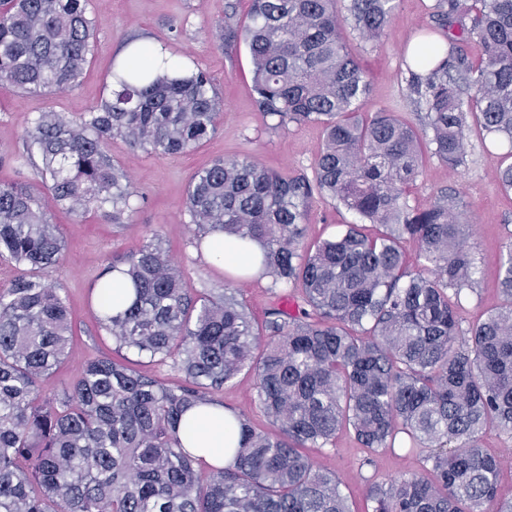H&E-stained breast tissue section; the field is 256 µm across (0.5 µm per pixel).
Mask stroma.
<instances>
[{
    "mask_svg": "<svg viewBox=\"0 0 512 512\" xmlns=\"http://www.w3.org/2000/svg\"><path fill=\"white\" fill-rule=\"evenodd\" d=\"M437 2L398 0L384 37L368 43L351 38L350 44L371 80L364 111L395 112L418 121L400 72L407 49L422 36L451 48L448 31L436 16ZM250 6L251 0H89V10L98 18L99 26L94 52L77 86L51 94L0 88V183L32 182L34 169L27 161L23 142L31 120L47 110L73 116L90 111L110 80L113 59L130 43L159 44L180 59L194 61L214 78L222 107L216 133L199 148L179 155L157 157L131 148L120 139L109 144L113 161L128 173L139 193L132 211L126 212L119 223L98 213L81 219L68 210H54L52 221L58 225L67 249L63 261L49 269L45 279L63 289L75 339L60 371L45 383L46 394L61 393L88 359L103 355L119 361L129 358V351L117 349L97 323L95 284L107 258L136 251L151 232L163 237L188 288L214 296L223 295L225 288H237L238 298L258 322L273 305L293 308L292 299L283 298L281 289L273 288L271 278L232 281L221 266L206 259L196 244L195 226L185 208L191 178L215 159L246 155L272 171L308 175L323 144L319 127L294 123L280 126L260 112L254 104L247 46L241 43L224 50L220 35L227 17L244 20ZM469 144L468 161L457 172H449L437 159H428L409 200L424 206L441 190L453 189L467 203L473 229L469 244L479 258L480 272L474 291L461 299L460 313L473 322L502 302L497 275L501 245L512 238V193H503L498 187L499 174L508 163L507 146L482 145L475 132ZM354 220L352 213L330 201L314 199L306 239L312 242L332 237L341 225ZM254 383V374L242 371L216 391L214 398L255 428L276 432V425L250 400ZM309 454L320 469L341 480L353 512H367V484L422 471L421 458L415 452H384L376 456L374 464H367L364 451L349 432L339 433L333 446L313 448Z\"/></svg>",
    "mask_w": 512,
    "mask_h": 512,
    "instance_id": "obj_1",
    "label": "stroma"
}]
</instances>
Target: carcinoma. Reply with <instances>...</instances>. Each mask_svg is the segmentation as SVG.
I'll return each instance as SVG.
<instances>
[{
  "instance_id": "1",
  "label": "carcinoma",
  "mask_w": 512,
  "mask_h": 512,
  "mask_svg": "<svg viewBox=\"0 0 512 512\" xmlns=\"http://www.w3.org/2000/svg\"><path fill=\"white\" fill-rule=\"evenodd\" d=\"M397 0H252L249 21L222 41L248 47L259 111L313 124L324 139L313 177L286 176L246 156L219 159L190 182L198 239L219 233L262 246L272 287L294 289L298 312L268 309L257 331L232 291L185 287L155 233L107 261L99 327L185 383L164 385L110 358L90 360L62 395L41 394L73 340L66 296L44 272L63 257L51 211H101L116 223L134 186L107 145L120 138L158 157L192 150L221 119L212 76L149 49L117 61L99 105L79 117L42 112L24 132L37 180L0 184V260L20 274L0 287V512H351L341 482L307 448L353 432L367 462L419 451L432 478L371 483V512H512L498 497L503 459L481 447L512 434V240L502 250V303L463 326L477 257L461 197L409 202L425 157L466 165L471 126L512 146V0H438L457 46L424 40L405 66L416 125L365 114L369 78L344 32L384 34ZM98 21L88 0H0V87L64 91L80 80ZM475 47L473 58L467 48ZM475 93L468 94L469 90ZM354 214L335 236L303 246L311 201ZM373 224V235L362 225ZM417 245L408 265L405 241ZM255 372L264 434L242 416L234 460L204 467L177 427L213 390Z\"/></svg>"
}]
</instances>
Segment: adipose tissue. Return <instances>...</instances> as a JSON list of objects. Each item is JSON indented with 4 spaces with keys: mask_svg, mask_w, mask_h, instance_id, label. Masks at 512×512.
<instances>
[{
    "mask_svg": "<svg viewBox=\"0 0 512 512\" xmlns=\"http://www.w3.org/2000/svg\"><path fill=\"white\" fill-rule=\"evenodd\" d=\"M202 250L205 256L220 260L225 271L231 274L255 275L259 272L254 256L260 253V245L243 251L224 239L223 235L215 233L204 239ZM235 421L234 414L222 406L194 407L186 412L178 435L185 447L191 448L204 462L225 467L232 461L231 447L234 442L228 426Z\"/></svg>",
    "mask_w": 512,
    "mask_h": 512,
    "instance_id": "1",
    "label": "adipose tissue"
}]
</instances>
